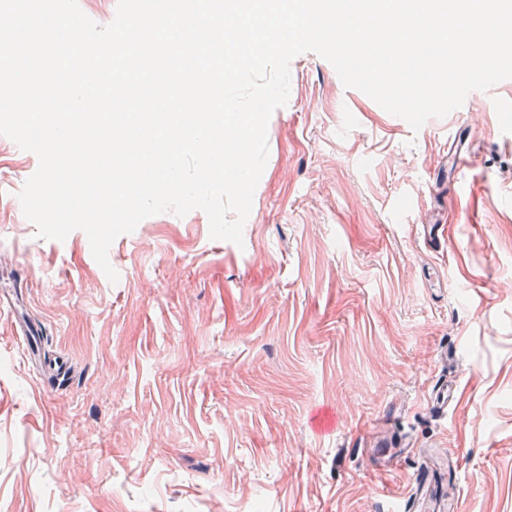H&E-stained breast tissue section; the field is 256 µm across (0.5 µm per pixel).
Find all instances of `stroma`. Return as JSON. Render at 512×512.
<instances>
[{
	"label": "stroma",
	"instance_id": "obj_1",
	"mask_svg": "<svg viewBox=\"0 0 512 512\" xmlns=\"http://www.w3.org/2000/svg\"><path fill=\"white\" fill-rule=\"evenodd\" d=\"M290 73L242 244L156 214L115 282L83 231L37 238L39 160L0 135V512H396L431 448L464 451L457 512H512V112L415 132L316 53ZM380 418L411 445L374 473ZM458 395L459 387L448 384L447 377L437 380L431 393L432 410L443 415L448 413V407L457 401Z\"/></svg>",
	"mask_w": 512,
	"mask_h": 512
}]
</instances>
